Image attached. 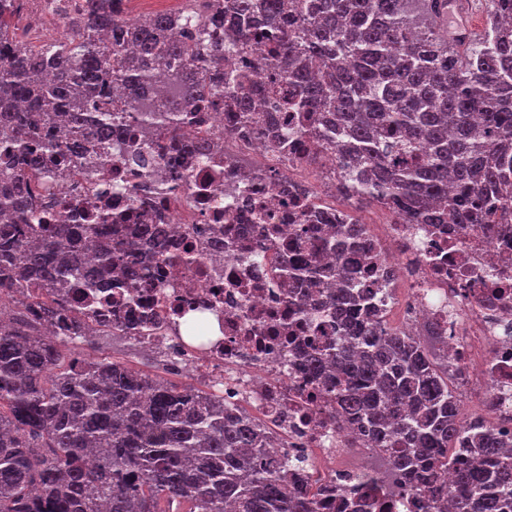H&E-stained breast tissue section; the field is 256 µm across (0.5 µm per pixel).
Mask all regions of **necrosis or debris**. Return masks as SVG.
Listing matches in <instances>:
<instances>
[{
    "mask_svg": "<svg viewBox=\"0 0 512 512\" xmlns=\"http://www.w3.org/2000/svg\"><path fill=\"white\" fill-rule=\"evenodd\" d=\"M20 2L32 48L64 29V19L52 12L55 0ZM229 127L227 113H198L186 137L208 139L217 150L183 169L181 179L153 187L149 168L128 161L124 135L116 133L100 186L63 167L43 205L51 214L87 207L106 190L113 210L160 209L171 226L173 254H188L191 262L156 263L150 244L140 242L150 286L129 317L130 338L169 370L213 383L227 406L254 410L278 437L270 456L303 460L310 488L324 491L344 478L373 475L367 459L375 441L329 415L334 377L313 380L292 356L333 330L304 329L286 338L283 326L294 315L276 277L285 251L320 252L325 225L353 218L352 206L337 204L324 189L336 181V162L326 157L323 183H312L302 177L305 161L288 162L269 138L232 135ZM366 244L378 260L360 266L357 277L373 291L380 320L395 305L384 288L392 271L411 284L408 322L443 326L451 384L484 386L488 421L512 435V224L462 228L395 219L382 233H369ZM144 316L151 327L139 325Z\"/></svg>",
    "mask_w": 512,
    "mask_h": 512,
    "instance_id": "necrosis-or-debris-1",
    "label": "necrosis or debris"
}]
</instances>
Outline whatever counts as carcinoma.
<instances>
[{
  "label": "carcinoma",
  "mask_w": 512,
  "mask_h": 512,
  "mask_svg": "<svg viewBox=\"0 0 512 512\" xmlns=\"http://www.w3.org/2000/svg\"><path fill=\"white\" fill-rule=\"evenodd\" d=\"M186 35L168 14L119 20L121 0H84L67 34L35 54L0 10V512H319L320 493L296 485L268 456L273 437L219 395L177 387L107 358L67 362L59 335L92 327L79 296L146 283L133 244L112 238V206L95 223L52 224L40 192L65 164L96 181L100 146L140 132L127 154L179 151L202 107L236 113L258 132L276 114L259 92L283 88L286 155L308 141L313 161L336 156V189L388 206L405 224H500L512 217V0H487L488 25L466 43L444 35L439 0H201ZM231 20L229 43L216 30ZM267 48L253 71H224V55ZM123 103L112 105L114 92ZM334 259L286 266L288 303L309 319L300 285L333 289L341 342L304 353L315 376L336 364L334 414L373 436L420 492L412 512H512V438L469 421L416 334L378 321L356 285L363 224L331 225ZM155 260L172 261L160 224L141 225ZM92 259H83L80 244ZM452 475L448 487L437 478Z\"/></svg>",
  "instance_id": "obj_1"
}]
</instances>
